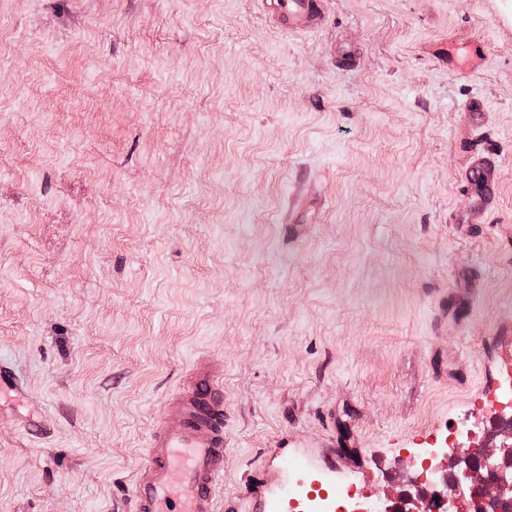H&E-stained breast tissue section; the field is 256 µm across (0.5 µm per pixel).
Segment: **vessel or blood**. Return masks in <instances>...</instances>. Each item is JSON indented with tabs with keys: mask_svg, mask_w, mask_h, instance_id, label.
<instances>
[{
	"mask_svg": "<svg viewBox=\"0 0 512 512\" xmlns=\"http://www.w3.org/2000/svg\"><path fill=\"white\" fill-rule=\"evenodd\" d=\"M283 31L321 28L322 0H261ZM471 173L481 198L495 190V175L483 159ZM224 481V395L201 359L163 404L149 441L148 464L137 482L133 512H216Z\"/></svg>",
	"mask_w": 512,
	"mask_h": 512,
	"instance_id": "1",
	"label": "vessel or blood"
}]
</instances>
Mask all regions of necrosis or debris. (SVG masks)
Listing matches in <instances>:
<instances>
[{
	"mask_svg": "<svg viewBox=\"0 0 512 512\" xmlns=\"http://www.w3.org/2000/svg\"><path fill=\"white\" fill-rule=\"evenodd\" d=\"M486 421L467 431L450 428L432 448L396 451L381 474L386 482L419 480L431 475L420 500L424 512H512V487L502 483L512 473V401L483 402ZM471 448L459 457L461 439Z\"/></svg>",
	"mask_w": 512,
	"mask_h": 512,
	"instance_id": "obj_1",
	"label": "necrosis or debris"
}]
</instances>
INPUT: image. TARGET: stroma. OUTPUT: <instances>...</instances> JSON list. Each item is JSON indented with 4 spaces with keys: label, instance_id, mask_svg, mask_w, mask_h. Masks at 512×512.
Listing matches in <instances>:
<instances>
[{
    "label": "stroma",
    "instance_id": "1",
    "mask_svg": "<svg viewBox=\"0 0 512 512\" xmlns=\"http://www.w3.org/2000/svg\"><path fill=\"white\" fill-rule=\"evenodd\" d=\"M326 12L0 0V362L26 386L0 402V512H131L201 356L219 512L307 462L382 499L373 456L479 421L512 336V0ZM475 151L497 200L463 232ZM265 13L283 31L321 28L326 23L323 0H258Z\"/></svg>",
    "mask_w": 512,
    "mask_h": 512
}]
</instances>
